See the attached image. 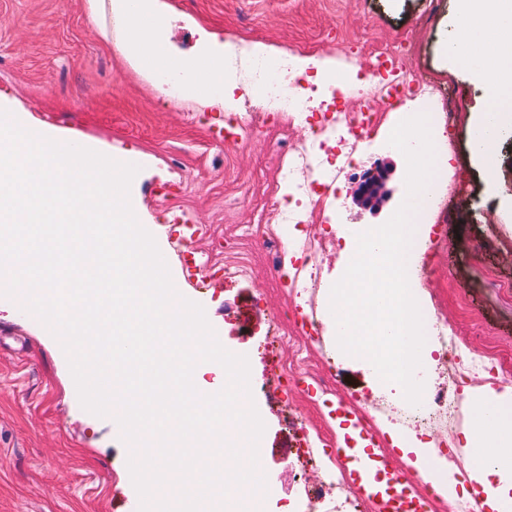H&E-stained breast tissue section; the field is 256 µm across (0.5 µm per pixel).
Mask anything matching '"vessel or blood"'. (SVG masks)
I'll use <instances>...</instances> for the list:
<instances>
[{
	"instance_id": "1",
	"label": "vessel or blood",
	"mask_w": 512,
	"mask_h": 512,
	"mask_svg": "<svg viewBox=\"0 0 512 512\" xmlns=\"http://www.w3.org/2000/svg\"><path fill=\"white\" fill-rule=\"evenodd\" d=\"M336 455L375 512H429L430 503L416 486L411 467L393 464L367 431L346 436Z\"/></svg>"
}]
</instances>
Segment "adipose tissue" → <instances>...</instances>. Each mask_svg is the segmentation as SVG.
I'll list each match as a JSON object with an SVG mask.
<instances>
[{"label": "adipose tissue", "mask_w": 512, "mask_h": 512, "mask_svg": "<svg viewBox=\"0 0 512 512\" xmlns=\"http://www.w3.org/2000/svg\"><path fill=\"white\" fill-rule=\"evenodd\" d=\"M109 9L123 35L127 61L152 75L160 68L176 67L184 74L181 93L204 107L232 112L237 101L229 80V67L238 47L215 32H199L198 55L172 62L166 42L168 11L165 0H109ZM461 35L445 44L448 58L462 65L485 91L481 112L471 123L472 154L487 174L496 171V148L512 136V0H456ZM473 416L465 434L471 463L469 482L483 493V512H502L512 501V388L488 389L469 395ZM392 447L410 463L437 495L448 494L447 465H433V449L414 434L387 428Z\"/></svg>", "instance_id": "adipose-tissue-1"}]
</instances>
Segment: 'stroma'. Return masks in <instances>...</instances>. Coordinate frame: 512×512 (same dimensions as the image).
<instances>
[{"label": "stroma", "instance_id": "stroma-1", "mask_svg": "<svg viewBox=\"0 0 512 512\" xmlns=\"http://www.w3.org/2000/svg\"><path fill=\"white\" fill-rule=\"evenodd\" d=\"M167 3L172 60L195 54L200 26L244 48L262 42L309 57H332L343 72L352 60L370 61L394 46L425 96L394 101L382 91L347 96L330 88L325 98L348 112L372 106L393 125L409 104L456 112L454 126L443 130L440 149L449 164L436 188L441 203L429 217L431 233L422 243L419 297L436 295L441 320L459 341L503 364L504 375L490 381V388L512 387V290L498 287L512 280V145L501 146L498 178L488 185L468 148V124L481 111L485 93L444 52L446 40L458 30L454 0ZM121 40L108 0L93 8L87 0H0V99L41 122L101 141L121 161H136L132 208L164 250L177 292L200 304L225 346L249 360L253 401L265 423L264 468L276 490L269 512H311L299 495L302 471L286 467L284 449L293 445L295 434L314 426L330 442L327 455H334L336 422L325 399L360 413L378 400L380 383L368 366L340 352L325 319L301 338L311 354L301 380L287 379L285 391L272 390L270 366L287 360L292 345L265 347L267 324L302 302L289 288L274 287L267 256L256 244L245 246L252 265L248 277L224 275L225 237L248 224L276 223L274 205L289 189L271 159L284 143L302 141L307 128L273 112L254 125L243 106L229 113L159 97L124 59ZM228 122L248 130L245 142L212 135V128ZM378 162L393 169L392 196L373 211L358 206L353 191L360 175ZM405 189L402 156L379 131L363 141L355 170L341 182L318 186L328 205L311 224L334 241L322 259L325 288L345 271L347 226L384 224ZM183 215L206 227L194 246L212 257V269L193 278L183 270L184 247L174 225ZM327 375L334 378L328 398L317 385ZM424 377L428 392L448 394L460 407L459 421L438 451L450 467L462 469L469 462L462 449L471 417L466 395L436 364L427 366ZM124 446L112 418L82 408L35 317L19 308L0 311V512H133L139 496Z\"/></svg>", "mask_w": 512, "mask_h": 512}]
</instances>
